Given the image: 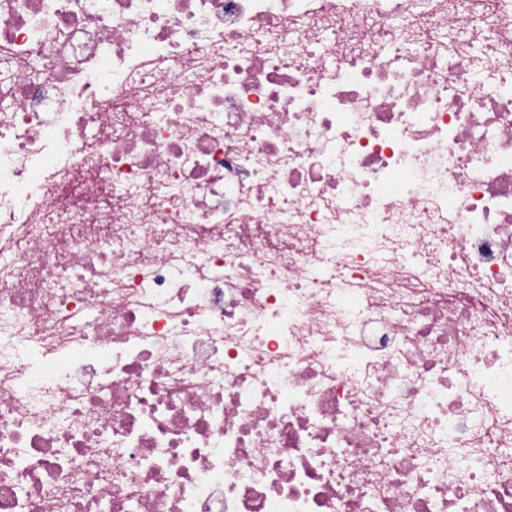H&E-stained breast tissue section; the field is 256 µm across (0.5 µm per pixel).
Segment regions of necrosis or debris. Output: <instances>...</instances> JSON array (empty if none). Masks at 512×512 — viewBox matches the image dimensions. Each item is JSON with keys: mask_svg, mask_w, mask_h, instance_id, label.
Instances as JSON below:
<instances>
[{"mask_svg": "<svg viewBox=\"0 0 512 512\" xmlns=\"http://www.w3.org/2000/svg\"><path fill=\"white\" fill-rule=\"evenodd\" d=\"M0 512H512V0H0Z\"/></svg>", "mask_w": 512, "mask_h": 512, "instance_id": "obj_1", "label": "necrosis or debris"}]
</instances>
